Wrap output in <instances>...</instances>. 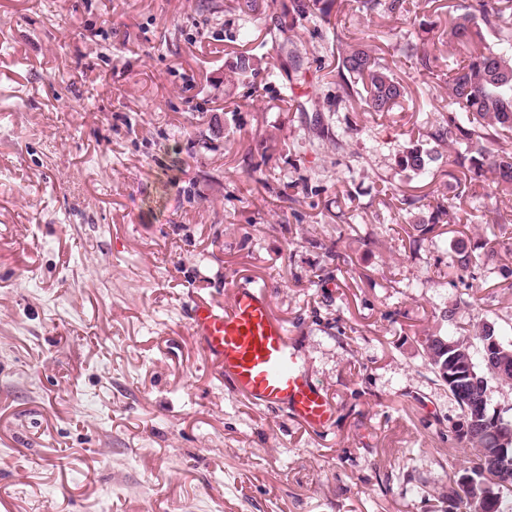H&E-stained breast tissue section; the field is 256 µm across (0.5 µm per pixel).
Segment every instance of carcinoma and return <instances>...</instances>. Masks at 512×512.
Instances as JSON below:
<instances>
[{
	"label": "carcinoma",
	"mask_w": 512,
	"mask_h": 512,
	"mask_svg": "<svg viewBox=\"0 0 512 512\" xmlns=\"http://www.w3.org/2000/svg\"><path fill=\"white\" fill-rule=\"evenodd\" d=\"M512 0H475L470 9L457 15L450 25L438 35V42L448 43L461 56L457 67L448 72V119L446 125L427 132L426 139L406 148L398 157L397 166L402 171L415 174L428 172L432 163L440 159L436 145L449 139L459 146L453 163L462 169L456 178L461 193H470L491 200L493 211L501 223L512 224V203L506 200L512 192V150L495 147L500 136L512 134ZM320 0H290L288 9L270 17L268 34L271 42L287 38L296 25L319 15L330 16L331 6H319ZM336 85L348 98L360 100L363 110L388 114L399 105L403 87L394 70L383 55L377 53L365 39L352 45L342 37H336ZM423 69L433 72L440 57L435 49H415ZM255 58L242 55L236 60L234 74L246 79L255 74ZM453 215L441 203L433 207L431 222L412 224L405 233L412 245H418L433 232L442 217ZM497 255L496 251L481 256L457 250L455 266L460 273L467 272L474 263L487 265ZM434 337L427 333L420 340L422 356L438 381L448 387L456 401L463 420L470 416L480 417V424L473 433H461L454 427L457 439L474 450V458L468 465L448 479V507L468 512V495L460 492L458 477L470 473L476 479L486 478L491 470L486 468L481 449L497 446V434L502 429L490 416L491 409L487 389L471 383V376L490 377L504 383H512V370L499 372L498 367L485 360V350L474 351L472 340L483 342L482 331L475 336L459 335L456 340L464 349L453 367L441 371L447 364L451 351L435 359L434 349L426 342ZM497 500L491 512H507L512 507V481L497 488Z\"/></svg>",
	"instance_id": "carcinoma-1"
}]
</instances>
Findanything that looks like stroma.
Masks as SVG:
<instances>
[{
	"label": "stroma",
	"instance_id": "35a3bbf8",
	"mask_svg": "<svg viewBox=\"0 0 512 512\" xmlns=\"http://www.w3.org/2000/svg\"><path fill=\"white\" fill-rule=\"evenodd\" d=\"M468 2L396 22L348 0L281 50L262 40L290 0H0V512H452L473 450L417 339L450 310L512 340V259L457 276L501 225L447 160L396 157L444 122L459 60L429 73L406 46ZM367 32L406 91L381 116L336 86L334 36ZM247 54L254 88L230 76ZM440 200L457 223L411 246ZM240 277L268 286L327 430L247 403L195 343L193 298Z\"/></svg>",
	"mask_w": 512,
	"mask_h": 512
}]
</instances>
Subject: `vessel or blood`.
<instances>
[{"label":"vessel or blood","mask_w":512,"mask_h":512,"mask_svg":"<svg viewBox=\"0 0 512 512\" xmlns=\"http://www.w3.org/2000/svg\"><path fill=\"white\" fill-rule=\"evenodd\" d=\"M229 294L228 301L199 300L192 308V334L214 371L254 406L283 408L310 428L327 427L333 406L307 375L268 292L236 280Z\"/></svg>","instance_id":"1"}]
</instances>
